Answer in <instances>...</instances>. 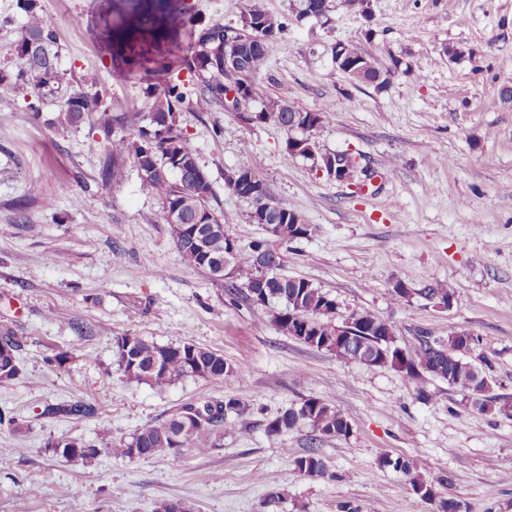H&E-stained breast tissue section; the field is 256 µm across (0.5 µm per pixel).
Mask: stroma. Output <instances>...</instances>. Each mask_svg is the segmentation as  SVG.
<instances>
[{
    "label": "stroma",
    "mask_w": 512,
    "mask_h": 512,
    "mask_svg": "<svg viewBox=\"0 0 512 512\" xmlns=\"http://www.w3.org/2000/svg\"><path fill=\"white\" fill-rule=\"evenodd\" d=\"M286 20L258 76L266 97L288 94L321 113L314 137L352 151L375 172L358 192L285 161L288 133L245 123L220 107L200 109L196 79L182 61L170 78L185 85L178 121L217 195L229 234L269 240L250 221L249 203L224 185V172L253 168L272 197L298 211L313 233L280 245L282 272L336 299L338 319L369 311L389 321L399 347L425 334L467 329L481 342L467 356L491 396L512 402V0H371L368 14L336 12L329 25L300 20L291 0H265ZM56 29L67 81L98 77L104 106L147 114L140 76L118 75L100 36L111 0H40ZM352 43L380 69L383 89L351 80L330 47ZM463 55L449 61L445 47ZM59 95L28 90L0 99V331L20 344L21 372L0 382V512H154L178 501L192 512H512V418L468 404L463 392L422 374L413 380L307 346L283 334L267 307L231 300L224 280L183 264L157 199L133 162L104 181L107 150L95 116L55 125ZM40 117H33V110ZM161 269L152 277V269ZM410 288L396 299L394 286ZM444 283L439 307L420 288ZM193 343L237 366L216 387L186 378L164 389L128 380L114 363V339ZM66 353L64 364L54 363ZM429 397L421 400L418 389ZM245 400L218 448L185 447L179 466L157 454L118 458L110 437L165 419L187 401ZM335 406L348 436L322 438L327 464L308 476L295 460L309 428L267 433L268 421L308 398ZM95 404L92 418L47 415L73 399ZM58 439L101 447L91 464L56 455ZM418 463L437 494H415L382 455ZM276 478L261 481V474Z\"/></svg>",
    "instance_id": "stroma-1"
}]
</instances>
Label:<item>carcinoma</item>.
<instances>
[{
  "label": "carcinoma",
  "mask_w": 512,
  "mask_h": 512,
  "mask_svg": "<svg viewBox=\"0 0 512 512\" xmlns=\"http://www.w3.org/2000/svg\"><path fill=\"white\" fill-rule=\"evenodd\" d=\"M25 13L26 22L21 35L11 48L6 65L0 67V98L14 95L23 87L37 95L57 92L64 81L59 68V46L55 29L42 14L38 0H17ZM317 9L324 23L338 9L364 14L370 8L369 0H299L297 17L302 19L309 10ZM197 20L180 9L157 14L145 7L141 0H122L114 11L112 21V64L128 74H144L147 79L169 74L170 56L181 49L180 34L195 31L188 52L187 68L200 79L197 101L207 107L224 106L228 87L237 85L241 98L262 104L258 111L239 109L250 122L273 121L288 131L284 159L302 157L323 165V159L333 157L349 165L354 155L347 151L327 152L312 139V132L323 116L294 106L285 96L277 100L261 99L256 74L267 57L270 41L283 38L287 26L269 12L262 0H240L236 24L215 23L196 30ZM331 56H339L336 69L351 79L386 85L391 70L379 69L370 58L352 44L340 42L330 47ZM154 98L150 112L143 116L126 113L113 114L99 103L96 83L89 76L68 86L63 109L55 122L76 126L86 115L98 113V124L110 135L114 126L127 127L130 136L114 138L104 161L105 174L116 177L127 158L136 164L140 178L161 204L164 220L177 213L179 225L172 227L173 239L182 261L193 268L207 269L216 259L224 258L225 243L230 234L224 230V215L213 205L215 194L211 183H197V161L190 139L177 121V112L185 101L183 87L166 80L148 86ZM254 186L261 190L268 205L267 217L250 214L258 224L265 219L268 231L288 243L313 232L310 224L292 209L274 202L262 181ZM199 227V231L216 225L220 232L209 234L211 257L200 252L191 237L184 235L183 225ZM262 251L270 258L271 267L261 266L256 253ZM283 255L263 241L248 245L236 244L232 256L235 276L226 284L234 300L256 303L252 290L265 284L267 298L263 305H272V321L284 334L318 349L370 367H391L413 377L426 372L433 378L460 387L473 395V404L483 409L492 401L485 393V379L472 365L454 350L479 341L469 330L448 334V341H432L425 335L417 338L412 347L403 349L394 345L392 326L369 312H354L349 319L335 323L336 299L315 288L304 278L288 277L279 273ZM420 294L448 303L453 292L440 284H429ZM115 363L127 379L152 387H166L187 378L196 377L214 385L224 383V377L237 369L224 356L194 344L178 346L158 345L139 336H118L115 339ZM207 417L199 419L189 432H182V421L192 411L193 404L185 403L162 421L153 423L127 438L113 439L100 449L95 444L80 442L70 446L68 440L50 444L57 455L93 461L105 451L122 458H140L159 452L165 453L172 465L181 462V448L189 443L200 452L217 447L222 427L232 415L247 410L246 403L230 397L206 401ZM95 405L81 399L70 400L46 408L52 416L87 418L97 415ZM307 426L313 432L311 446L306 454L295 460L299 471L309 476L326 472L327 465L316 448L324 436H347L350 426L345 416L335 407L317 398H309L291 406L267 424L271 435H279ZM384 466H393L407 476L412 490L426 499L436 493L431 482L423 478L416 465L408 460L395 461L387 456L380 459Z\"/></svg>",
  "instance_id": "carcinoma-1"
}]
</instances>
